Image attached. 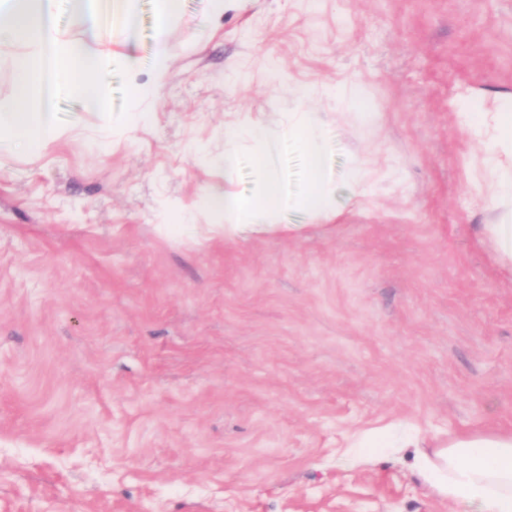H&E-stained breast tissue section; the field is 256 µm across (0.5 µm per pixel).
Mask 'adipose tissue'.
<instances>
[{
    "label": "adipose tissue",
    "mask_w": 512,
    "mask_h": 512,
    "mask_svg": "<svg viewBox=\"0 0 512 512\" xmlns=\"http://www.w3.org/2000/svg\"><path fill=\"white\" fill-rule=\"evenodd\" d=\"M459 109L462 125L484 137L482 163L487 186L483 200L498 205L512 198V109L475 111L466 102L460 103ZM291 131L293 144L307 161L306 191L298 198L290 197L282 177L271 167L277 142L264 129L254 128L253 158L261 175L257 191L246 196L216 185L201 199L213 223L223 228L225 238H234L247 226L276 224L282 209L293 202L316 215H335V179L326 164L327 138L303 115L296 117ZM418 463L440 496L469 504L475 512H512V432L456 435L433 456H421Z\"/></svg>",
    "instance_id": "ef3b65f1"
}]
</instances>
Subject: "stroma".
<instances>
[{"mask_svg":"<svg viewBox=\"0 0 512 512\" xmlns=\"http://www.w3.org/2000/svg\"><path fill=\"white\" fill-rule=\"evenodd\" d=\"M95 4L58 30L156 96L119 125L65 102L60 139L0 150V512H468L417 459L512 429V273L456 115L512 103V0H182L162 77L158 0ZM298 112L339 215L225 239L196 201L258 183L248 135L219 167L225 128L284 137ZM373 171L368 163L361 161L353 165L347 173V181L354 196H364L371 190Z\"/></svg>","mask_w":512,"mask_h":512,"instance_id":"35a3bbf8","label":"stroma"}]
</instances>
